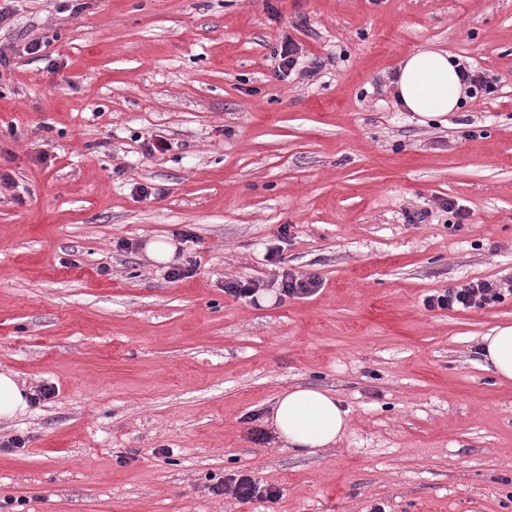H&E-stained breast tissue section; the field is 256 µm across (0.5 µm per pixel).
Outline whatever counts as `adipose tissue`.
Segmentation results:
<instances>
[{"instance_id":"adipose-tissue-1","label":"adipose tissue","mask_w":512,"mask_h":512,"mask_svg":"<svg viewBox=\"0 0 512 512\" xmlns=\"http://www.w3.org/2000/svg\"><path fill=\"white\" fill-rule=\"evenodd\" d=\"M395 89L405 111L425 119L459 111L466 98L456 60L442 50L422 49L407 55L398 69ZM481 354L485 369L512 381V326L482 336ZM270 423L295 454L310 456L336 444L347 429V412L329 391L297 386L279 394Z\"/></svg>"}]
</instances>
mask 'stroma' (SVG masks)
<instances>
[{
  "label": "stroma",
  "instance_id": "stroma-1",
  "mask_svg": "<svg viewBox=\"0 0 512 512\" xmlns=\"http://www.w3.org/2000/svg\"><path fill=\"white\" fill-rule=\"evenodd\" d=\"M0 45V370L54 389L0 420V512H512V381L477 352L512 295L425 305L512 279V0H19ZM421 48L494 93L421 121L392 85ZM294 386L348 410L336 445L270 435ZM234 474L278 498L212 494ZM302 52L300 44L291 37L281 40L279 48L274 50L276 57H279L278 76L287 78L298 64L299 53ZM281 295L288 297H304L314 293L321 282L316 275H299L284 271L281 277ZM505 293L512 294V281L507 284L495 279L477 278L461 287L448 288L442 294L429 296L426 305L448 310L481 309L502 301Z\"/></svg>",
  "mask_w": 512,
  "mask_h": 512
}]
</instances>
